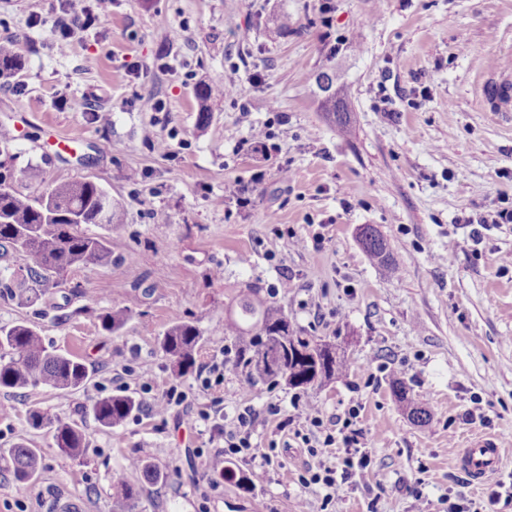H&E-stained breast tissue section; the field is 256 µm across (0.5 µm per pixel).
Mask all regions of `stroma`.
Here are the masks:
<instances>
[{"instance_id":"stroma-1","label":"stroma","mask_w":512,"mask_h":512,"mask_svg":"<svg viewBox=\"0 0 512 512\" xmlns=\"http://www.w3.org/2000/svg\"><path fill=\"white\" fill-rule=\"evenodd\" d=\"M58 10L59 0H0V37L22 53L20 72L0 82V170L32 199L55 182L92 180L119 221L86 227L111 240V264L72 269L32 305L6 295L31 258L0 260V326H34L93 371L84 394L0 391V448L26 442L42 456L29 484L0 473V512H55L63 495L111 512L113 482L138 481L129 464L143 455L163 478L144 484L135 512H448L490 492L494 479H462L457 457L468 437L512 438V266L501 262L512 223L495 221L512 208V117L478 95L490 71L512 69V0H114L63 53ZM228 77L235 91L212 99L199 126L197 87ZM330 93L348 129L326 118ZM103 111L110 123L98 121ZM256 128L276 152L256 151ZM68 135L76 143L61 148ZM238 184L251 205L232 196ZM468 216L487 221L481 241ZM366 224L394 267L364 251ZM250 288L297 335L336 344L345 370L305 390L248 388L231 355L223 384L201 389L213 357L236 342L225 323ZM113 309L128 315L116 335L101 325ZM176 321L201 336L184 374L161 348ZM396 377L426 423L394 396ZM175 382L197 409L255 408L253 439L274 451L234 462L246 486L218 475L209 425L149 410ZM117 394L138 407L102 428L91 403ZM309 406L326 420L357 409L370 456L329 502L301 483L342 455L310 454ZM35 410L83 427L84 453H60L31 427Z\"/></svg>"}]
</instances>
